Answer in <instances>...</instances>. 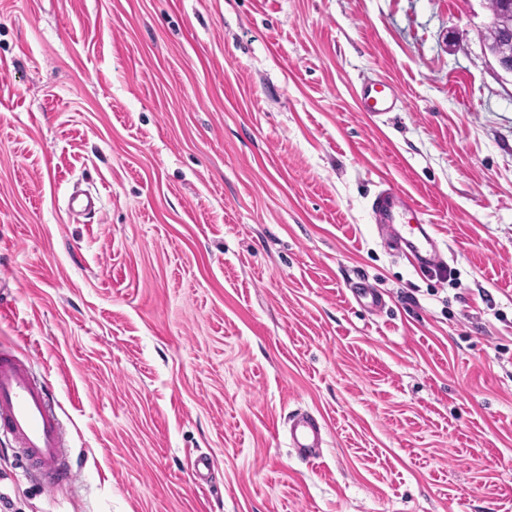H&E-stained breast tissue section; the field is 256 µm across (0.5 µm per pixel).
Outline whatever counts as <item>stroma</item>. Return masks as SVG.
Instances as JSON below:
<instances>
[{
	"mask_svg": "<svg viewBox=\"0 0 512 512\" xmlns=\"http://www.w3.org/2000/svg\"><path fill=\"white\" fill-rule=\"evenodd\" d=\"M488 16L0 0V349L49 383L79 472L45 488L0 437V512H512V76ZM369 78L398 111L359 112ZM388 181L451 277L385 243ZM76 186L101 199L77 221ZM354 299L372 310H380L384 306L381 294L369 283H356L351 289ZM324 425L321 420L307 411L295 414L289 424L290 448L301 459L313 462L323 456Z\"/></svg>",
	"mask_w": 512,
	"mask_h": 512,
	"instance_id": "35a3bbf8",
	"label": "stroma"
}]
</instances>
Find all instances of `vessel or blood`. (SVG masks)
I'll use <instances>...</instances> for the list:
<instances>
[{"label":"vessel or blood","instance_id":"1","mask_svg":"<svg viewBox=\"0 0 512 512\" xmlns=\"http://www.w3.org/2000/svg\"><path fill=\"white\" fill-rule=\"evenodd\" d=\"M359 111L378 117L394 111L400 101L396 86L366 81L356 90ZM372 220L379 230L407 232L401 242L416 267L428 269L443 256L428 226L418 219L419 205L405 189L386 184L375 196ZM57 401L46 382L36 380L19 357L0 352V433L9 436L25 468L47 486L68 483L77 476L68 465V433L57 412ZM324 425L313 414L301 411L289 424L290 446L301 459L315 461L324 450Z\"/></svg>","mask_w":512,"mask_h":512}]
</instances>
